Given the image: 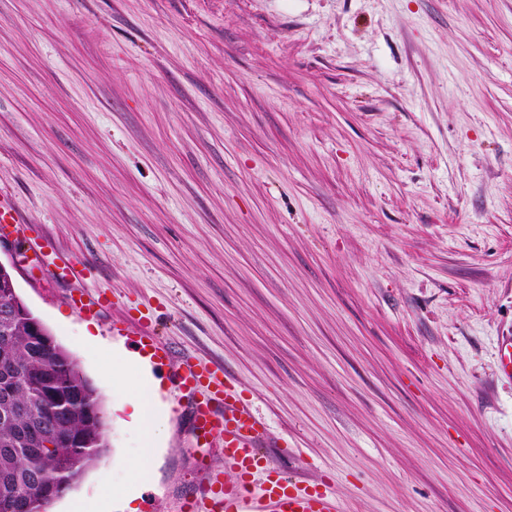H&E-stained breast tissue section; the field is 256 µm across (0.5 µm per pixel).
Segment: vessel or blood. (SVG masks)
I'll return each mask as SVG.
<instances>
[{"label": "vessel or blood", "instance_id": "b4317fda", "mask_svg": "<svg viewBox=\"0 0 512 512\" xmlns=\"http://www.w3.org/2000/svg\"><path fill=\"white\" fill-rule=\"evenodd\" d=\"M45 257L44 269L50 277L76 282L69 299L79 313L103 306V299L92 298L78 286L84 277L83 264L62 260L53 248ZM177 379L190 401L196 431L223 440L224 460L236 474L234 482L226 483L217 474L206 473L198 495L188 504L189 512H335L330 494L281 477L259 453L266 428L218 370L186 357L178 366Z\"/></svg>", "mask_w": 512, "mask_h": 512}]
</instances>
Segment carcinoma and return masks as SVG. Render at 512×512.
<instances>
[{
    "instance_id": "carcinoma-1",
    "label": "carcinoma",
    "mask_w": 512,
    "mask_h": 512,
    "mask_svg": "<svg viewBox=\"0 0 512 512\" xmlns=\"http://www.w3.org/2000/svg\"><path fill=\"white\" fill-rule=\"evenodd\" d=\"M24 306L0 283V512H39L108 448L97 388Z\"/></svg>"
}]
</instances>
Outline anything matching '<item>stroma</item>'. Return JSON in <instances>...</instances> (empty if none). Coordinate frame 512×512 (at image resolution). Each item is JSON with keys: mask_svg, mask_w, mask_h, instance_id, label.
I'll use <instances>...</instances> for the list:
<instances>
[{"mask_svg": "<svg viewBox=\"0 0 512 512\" xmlns=\"http://www.w3.org/2000/svg\"><path fill=\"white\" fill-rule=\"evenodd\" d=\"M0 196V263L102 396L73 496L133 487L108 373L145 321L173 358L138 512L223 463L185 354L342 512H512V0H0ZM46 239L108 309L21 265Z\"/></svg>", "mask_w": 512, "mask_h": 512, "instance_id": "35a3bbf8", "label": "stroma"}]
</instances>
